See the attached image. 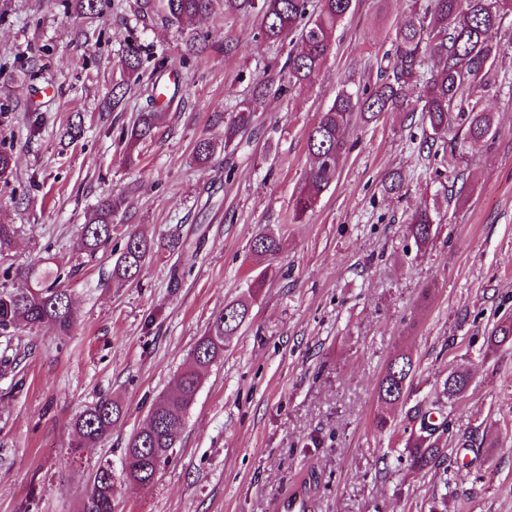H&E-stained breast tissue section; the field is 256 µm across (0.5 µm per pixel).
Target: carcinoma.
I'll use <instances>...</instances> for the list:
<instances>
[{
  "instance_id": "obj_1",
  "label": "carcinoma",
  "mask_w": 512,
  "mask_h": 512,
  "mask_svg": "<svg viewBox=\"0 0 512 512\" xmlns=\"http://www.w3.org/2000/svg\"><path fill=\"white\" fill-rule=\"evenodd\" d=\"M214 0H164L168 23L179 31L195 19L213 10ZM352 0H224V9L259 18L255 37L278 43L296 36L297 49L291 51L280 69L267 68L255 98L242 104L230 122L224 125L225 166L216 176L230 177L234 164L231 155L253 130L262 99L273 92L286 95L306 84L333 52L336 29L346 18ZM500 0H428L420 12L396 25L393 52L380 69L371 88L345 84L332 104L322 113L308 133V150L313 157L304 185L293 201V219L299 220L314 208L320 195L336 183L339 162L347 149L345 130L356 114L366 122L385 112L404 111L421 106L428 123L429 138L446 145L461 142L474 147L486 142L492 133L493 117L482 106L487 77L501 47L494 41L502 20ZM433 59L437 69L424 77L425 58ZM122 67L134 77L145 105L128 129L126 160L132 150L151 137L160 112L171 108L180 98L178 80L160 85L168 71L166 60L158 59L147 79H142V47L126 45ZM214 145L208 138L197 142L193 158L203 169L212 167ZM126 204V197L104 199L90 214L78 240L80 252L92 257L107 248L115 230L114 218ZM438 229L437 216L427 206L410 217L407 232L415 243L425 244ZM18 233L14 224H0V255L11 250ZM282 250L280 235L268 229L251 241L250 251L272 260ZM154 254V242L137 230L125 234L123 248L112 268V280L131 283L139 279ZM61 268L46 257L18 270L15 279L0 282V334L18 327L51 325L57 335L68 336L76 326L71 296L62 285ZM252 295L242 296L224 305L214 314L204 336L190 353L186 365L176 374L174 390L160 396L151 407L145 423L127 440L124 448L125 478L143 486L157 478L177 447L185 421L201 385L202 370L224 356V341L237 335L250 315ZM512 341V321L498 323L487 338L489 345ZM415 362L407 353L394 355L378 385L376 429L392 427L389 411L407 403ZM470 384L468 371L459 368L448 374L442 390L426 408H418L419 427L405 451L412 467L425 471L439 462L448 442V421L443 416L445 403L461 397ZM122 407L110 396H101L85 407L72 422L75 433L71 447L86 448L104 441L112 424L121 417ZM114 474L112 465L98 466L93 482L85 493L80 512H112Z\"/></svg>"
}]
</instances>
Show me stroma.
Instances as JSON below:
<instances>
[{
	"instance_id": "obj_1",
	"label": "stroma",
	"mask_w": 512,
	"mask_h": 512,
	"mask_svg": "<svg viewBox=\"0 0 512 512\" xmlns=\"http://www.w3.org/2000/svg\"><path fill=\"white\" fill-rule=\"evenodd\" d=\"M426 0H353L334 52L290 96H266L260 128L236 155L233 180L205 196L212 176L193 161L198 140L224 158V123L250 99L265 64L289 47L254 37L255 17L215 0L190 32L171 27L161 6L140 17L137 0H0V150L13 170L0 179V224L19 228L6 266L64 258L78 326L0 336V512H79L99 464L115 475L112 512H276L304 483L311 512H512V342L489 346L492 328L512 318V8L497 35L502 50L484 93L493 136L457 150L455 171L423 140L422 112H388L352 122L351 149L336 185L302 221L292 200L311 157L308 132L345 81L373 85L395 27ZM145 48V68L167 57L184 89L182 106L162 114L133 161L124 131L143 101L128 86L120 110L105 102L126 84L128 40ZM84 118L73 142L60 131ZM404 186L384 192L389 173ZM110 194L126 197L121 229L160 245L139 280H110L115 253L76 250L82 224ZM440 219L431 242L406 233L422 206ZM278 229L280 274L267 280L251 315L203 373L186 426L152 485L122 475L130 434L213 314L246 293L259 265L250 252L264 227ZM197 249L194 264L166 250L171 237ZM410 353L417 372L411 404L430 402L449 371L471 383L448 405V450L414 472L400 450L415 424L392 411L378 431L377 386L390 359ZM123 408L110 437L72 447L70 423L99 396ZM473 440V449L458 440ZM464 458L467 477L449 460Z\"/></svg>"
}]
</instances>
